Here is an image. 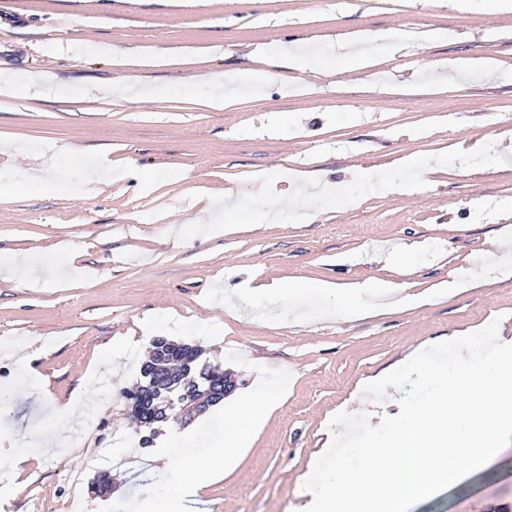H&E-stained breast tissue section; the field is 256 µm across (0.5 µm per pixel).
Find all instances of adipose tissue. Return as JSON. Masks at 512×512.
Returning <instances> with one entry per match:
<instances>
[{"mask_svg":"<svg viewBox=\"0 0 512 512\" xmlns=\"http://www.w3.org/2000/svg\"><path fill=\"white\" fill-rule=\"evenodd\" d=\"M407 33L394 31H359L336 40V50L351 69L366 71L375 64L370 45L383 43L391 51L402 48ZM403 283L393 280L282 282L259 284L249 289L254 300L287 302L289 297L304 293L321 295L327 302L324 317L356 318L379 306L381 302L403 292ZM279 393L269 389L266 381L240 393L224 407V441L203 457L187 460L161 448L159 459L167 468V481L154 501L142 512H194L200 494L208 485L229 474L238 455L253 447L262 427L279 403Z\"/></svg>","mask_w":512,"mask_h":512,"instance_id":"1","label":"adipose tissue"}]
</instances>
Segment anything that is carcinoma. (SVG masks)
<instances>
[{"label":"carcinoma","mask_w":512,"mask_h":512,"mask_svg":"<svg viewBox=\"0 0 512 512\" xmlns=\"http://www.w3.org/2000/svg\"><path fill=\"white\" fill-rule=\"evenodd\" d=\"M177 368L191 369L194 380L206 388H224V369L219 364L202 362L198 346L158 338L153 341L150 359L139 368L136 391L130 398L133 404L131 412L139 422L148 424L152 415L154 388L165 385L164 375Z\"/></svg>","instance_id":"cac0c4a2"}]
</instances>
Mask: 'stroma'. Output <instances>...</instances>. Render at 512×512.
<instances>
[{"instance_id": "35a3bbf8", "label": "stroma", "mask_w": 512, "mask_h": 512, "mask_svg": "<svg viewBox=\"0 0 512 512\" xmlns=\"http://www.w3.org/2000/svg\"><path fill=\"white\" fill-rule=\"evenodd\" d=\"M441 29L411 51L377 52L346 77L332 40L403 25ZM302 40L314 66L270 64ZM494 55L496 71L449 77L438 61ZM239 66L235 78L226 72ZM42 73L46 91L0 81V512H73L74 477L112 482L82 512H130L166 474L139 447L126 392L148 347L107 359L157 318V335L193 343L237 390L259 359L288 393L236 468L202 495L204 512H303L302 485L331 417L419 347L498 321L512 342V276L421 306L320 320L304 294L267 313L237 298L271 280H404L419 293L481 267L512 236V14L460 12L448 0H0V73ZM232 95L233 109L207 99ZM488 137L474 160L455 144ZM413 155L421 166H399ZM112 161L81 196L84 160ZM332 171L323 195L289 201V171ZM309 220L256 222L252 196ZM97 371L93 393L49 452L39 424ZM188 430L203 454L224 432L221 406ZM97 456L87 466L89 456ZM26 458L22 472L12 457ZM410 512H512V445Z\"/></svg>"}]
</instances>
